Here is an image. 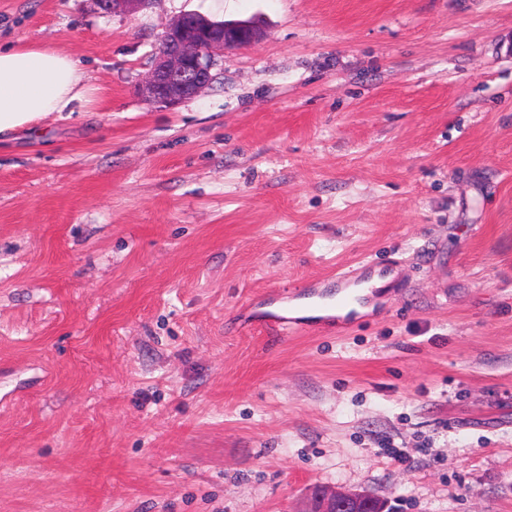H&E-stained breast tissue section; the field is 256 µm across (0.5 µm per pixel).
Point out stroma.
<instances>
[{
	"mask_svg": "<svg viewBox=\"0 0 512 512\" xmlns=\"http://www.w3.org/2000/svg\"><path fill=\"white\" fill-rule=\"evenodd\" d=\"M187 13L265 35L169 109ZM35 41L95 99L0 141V512H512V0H0ZM357 262L345 331L238 326ZM383 499L367 493H349L336 490L330 493L323 492L320 496V505L313 508L315 512H349L356 509L360 504L368 502L375 509V512H384Z\"/></svg>",
	"mask_w": 512,
	"mask_h": 512,
	"instance_id": "1",
	"label": "stroma"
}]
</instances>
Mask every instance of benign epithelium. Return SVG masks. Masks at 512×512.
<instances>
[{"label":"benign epithelium","mask_w":512,"mask_h":512,"mask_svg":"<svg viewBox=\"0 0 512 512\" xmlns=\"http://www.w3.org/2000/svg\"><path fill=\"white\" fill-rule=\"evenodd\" d=\"M149 3L150 0H95L106 13L132 14ZM261 35L262 28L254 20L218 22L197 14L183 15L161 35L154 65L141 92L161 106L173 108L212 83V70L224 50L255 42ZM365 502L375 512H385L378 496L340 490L322 493L315 512H350Z\"/></svg>","instance_id":"benign-epithelium-1"}]
</instances>
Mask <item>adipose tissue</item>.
<instances>
[{
	"instance_id": "ef3b65f1",
	"label": "adipose tissue",
	"mask_w": 512,
	"mask_h": 512,
	"mask_svg": "<svg viewBox=\"0 0 512 512\" xmlns=\"http://www.w3.org/2000/svg\"><path fill=\"white\" fill-rule=\"evenodd\" d=\"M78 62L51 43L0 45V137L92 104Z\"/></svg>"
}]
</instances>
